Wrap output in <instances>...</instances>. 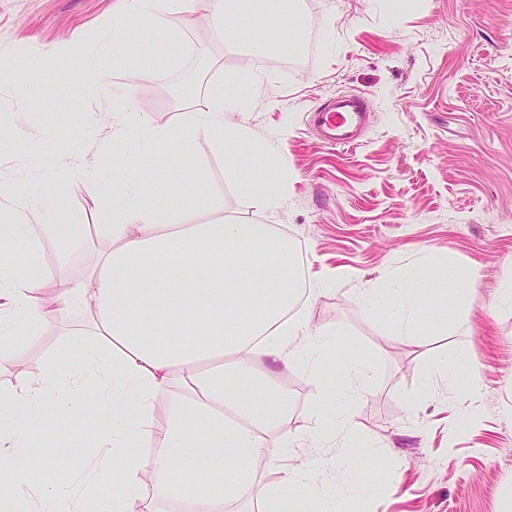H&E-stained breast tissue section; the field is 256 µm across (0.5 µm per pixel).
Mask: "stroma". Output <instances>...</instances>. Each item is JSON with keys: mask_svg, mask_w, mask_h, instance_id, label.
I'll list each match as a JSON object with an SVG mask.
<instances>
[{"mask_svg": "<svg viewBox=\"0 0 512 512\" xmlns=\"http://www.w3.org/2000/svg\"><path fill=\"white\" fill-rule=\"evenodd\" d=\"M298 49L258 51L251 22L236 20L237 45L226 49L203 0L196 22L169 18V30L131 26L152 52L122 58L101 54L96 67L104 85L84 94L78 74L94 46L120 21L110 0H0V117L20 124L0 130V182L36 185V207L50 216L65 194L78 224H108L112 214L104 185L125 179L126 153L148 150L139 128L126 140L112 139V105L134 94L156 125H174L202 106L215 83L225 95L253 88L248 109L258 141L276 140L285 164V205L258 214L239 188L231 163L206 139L191 148L169 149L165 161L176 180L206 171L202 192L222 210L185 213V224L219 218L273 225L303 259L302 303L311 326L353 343L374 382L353 401L359 437L384 456L380 472L366 463L327 462L311 498L330 501L334 489L346 498L341 512H506L512 505V304L501 282L512 266V0H299ZM74 42L49 69L24 67L18 48L32 42L52 47ZM362 95L372 113L358 146L327 145L312 125V113L336 95ZM83 155L90 171L71 168ZM98 236L61 256L47 244L44 274L54 289L68 287L93 264ZM449 270H473L460 284L462 315L447 332L422 344L392 336L383 313L367 311L361 291L377 279L394 281L428 256ZM355 272L334 283L337 268ZM83 312L60 311L39 335L17 328L21 344L12 357L23 370L0 371V386L39 378L48 358L60 372L70 368L67 346L84 332ZM468 355L483 390L472 404L465 381L455 390L436 383L419 395L429 365ZM292 397L291 433L304 430L307 407L319 381L340 382L344 367L325 362L319 377L302 367L281 369ZM93 449L78 434L57 451L38 448L23 465L34 489H48L55 472L84 473ZM273 459L250 493L225 502L224 512H260L267 488L279 484L288 463ZM376 483L367 501L349 496L353 476Z\"/></svg>", "mask_w": 512, "mask_h": 512, "instance_id": "stroma-1", "label": "stroma"}]
</instances>
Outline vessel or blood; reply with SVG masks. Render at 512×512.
I'll use <instances>...</instances> for the list:
<instances>
[{
  "label": "vessel or blood",
  "instance_id": "b4317fda",
  "mask_svg": "<svg viewBox=\"0 0 512 512\" xmlns=\"http://www.w3.org/2000/svg\"><path fill=\"white\" fill-rule=\"evenodd\" d=\"M369 106L364 97L342 96L315 109V122L326 142L337 147L358 143L357 131L368 120Z\"/></svg>",
  "mask_w": 512,
  "mask_h": 512
}]
</instances>
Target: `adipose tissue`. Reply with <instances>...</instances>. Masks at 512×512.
<instances>
[{
    "instance_id": "adipose-tissue-1",
    "label": "adipose tissue",
    "mask_w": 512,
    "mask_h": 512,
    "mask_svg": "<svg viewBox=\"0 0 512 512\" xmlns=\"http://www.w3.org/2000/svg\"><path fill=\"white\" fill-rule=\"evenodd\" d=\"M185 0H114V13L147 17L165 31L171 14L185 11ZM235 102L223 89L209 90L202 107L175 126H152L151 141L164 149L209 140L216 152L236 146L251 151L255 136L248 120L227 122ZM264 168L239 185L260 212L283 204L276 186L284 165L273 145H265ZM126 166L145 176L142 193L110 185L105 195L112 221L99 225L104 247L91 271L74 280L57 298L59 307L90 315L88 338H74L76 363L59 381L55 361L44 375L0 392V482L18 484L19 470L37 444L28 428L38 421L46 432L68 422L85 403L84 387L93 384L95 407L87 432L103 462L98 481L110 490L97 502L72 499V512H154L155 499H189L203 512H222L225 501L251 488L262 463L291 454L315 439L334 459H362L379 467L382 457L355 438L352 402L373 380L357 364L353 344L329 349L324 332L311 327L298 309L294 249H269L271 227L217 219L183 225L184 208L213 206L212 196L194 195L164 170H151L144 157H125ZM34 188L0 184V367L17 345V325L38 334L55 314L44 300L49 283L40 270L44 241L82 243L89 227L70 220L58 202L50 221L32 206ZM469 270L448 273L446 265L419 267L402 282L364 289L367 310L384 308L394 335L422 343L448 328L461 295L449 281L469 280ZM345 363L341 383H321L308 407L305 434L288 432V393L278 365L299 364L317 373L329 353ZM271 360L262 370L259 360ZM173 396L168 426L156 454L144 446L153 438L150 416L159 392ZM278 431L279 442L267 439ZM224 467L202 472L208 460ZM325 459L313 455L289 466L279 485L268 491L264 512H292L298 493L310 492Z\"/></svg>"
}]
</instances>
